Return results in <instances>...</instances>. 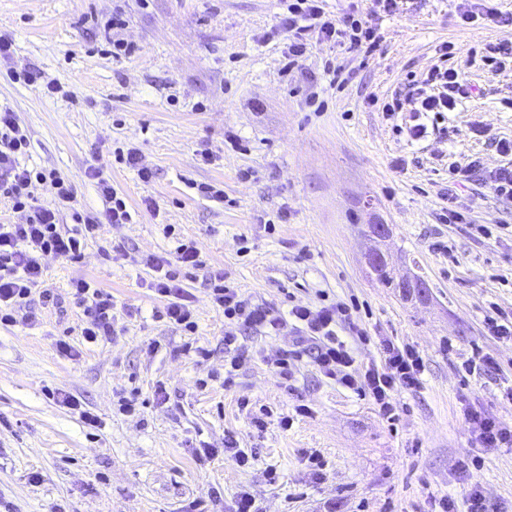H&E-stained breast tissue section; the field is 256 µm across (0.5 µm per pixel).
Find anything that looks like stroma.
<instances>
[{"mask_svg": "<svg viewBox=\"0 0 512 512\" xmlns=\"http://www.w3.org/2000/svg\"><path fill=\"white\" fill-rule=\"evenodd\" d=\"M458 0H405L380 19L381 41L368 60L345 57V88L324 93L313 111L310 87L284 75V41L272 36L278 0H0V105L17 112L31 138V165L73 183L82 209L103 202L91 168L123 195L128 224H108L80 262L46 257L57 306L39 325H0V503L9 512H230L249 492L255 512H437L439 500L478 486L489 512H512V453L482 454L460 472L472 446L465 405L512 424V342L489 336L492 307L512 313V201L480 180L449 187L448 165L471 156L502 165L498 138H512V69L471 64L502 39L492 26H460ZM126 23L113 29L112 16ZM132 43L111 54L112 38ZM474 88L422 141L397 135L367 106L405 88L407 75L437 62L442 43ZM37 67L62 93L11 80ZM485 136L472 132L473 125ZM133 147L153 177L117 164L115 148ZM224 191L216 200L199 185ZM469 224H444L449 202ZM380 220L381 242L396 274L429 284L424 300L399 297L371 275V248L360 229ZM503 225L474 236L471 224ZM197 242L205 263L183 284L195 296L197 331L160 321L163 303L146 283L141 256L172 257L178 237ZM447 242L451 253L436 251ZM124 252H114V245ZM211 267L267 305L312 303L318 292L357 301L368 336L363 357L389 339L414 346L423 383L396 396L397 425L367 401L326 383L302 362L291 384L256 358L225 385L224 315L207 294ZM77 277L111 292L124 335L78 345L56 341L77 323L69 297ZM209 350L208 358L182 350ZM491 370L473 369L476 352ZM164 384L168 398L157 402ZM60 391L98 414L100 428L53 399ZM136 404L119 409L120 399ZM310 407L306 416L297 405ZM271 415L254 426L259 408ZM292 415V427L279 425ZM235 436L253 451L239 466L229 456L198 460L200 446L221 449ZM316 453L319 466L307 456Z\"/></svg>", "mask_w": 512, "mask_h": 512, "instance_id": "35a3bbf8", "label": "stroma"}]
</instances>
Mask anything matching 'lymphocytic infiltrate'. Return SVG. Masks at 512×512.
I'll use <instances>...</instances> for the list:
<instances>
[{
  "mask_svg": "<svg viewBox=\"0 0 512 512\" xmlns=\"http://www.w3.org/2000/svg\"><path fill=\"white\" fill-rule=\"evenodd\" d=\"M284 7L274 28L288 43V64L297 66L317 44L344 53L368 56L375 51L379 36L374 18L396 13L398 0H373L370 13L352 11L337 17L328 13L324 0H280ZM449 47L441 45L439 57L419 77L409 76L406 90L393 94L382 105L387 116L410 113L413 120L407 133L412 139L426 136L423 119L454 110L470 98L472 88L463 79L460 67L448 61ZM31 147L30 138L11 108L0 106V199L7 200L24 217L20 224H0V324L24 320L32 325L37 315L32 302L42 307L56 306L59 296L46 283L43 259L52 255L69 262H79L88 241L97 239L106 224H127L131 214L123 198L98 170H90L97 191L104 202L99 213H75V229H65L62 212L76 199L71 181L53 169L28 167L23 159ZM506 162L485 169L480 158L466 164L451 163L448 172L455 181L481 178L496 195L512 199V139L496 144ZM50 186L52 203H41L36 190ZM143 264L153 273L151 290L162 300V318L169 324L195 332L194 296L183 286L178 273L202 267L200 249L195 241L180 242L173 258L145 256ZM208 295L224 315V368L237 371L247 359L238 343L244 330L262 336H286L290 342L280 348L268 365L285 381H292L299 363L310 359L316 371L328 382L371 400L387 420L396 418L395 396L398 391H413L422 384L423 362L417 350L385 339L380 343L379 361L362 362L354 342L340 336L351 317L348 304H292L281 310L260 303L252 295L228 281L223 269L209 271ZM70 295L81 311L79 334L88 343L111 339L119 329L113 313L110 292L95 287L86 279L71 281ZM464 421L475 447L512 449V426L487 418L482 409L463 411Z\"/></svg>",
  "mask_w": 512,
  "mask_h": 512,
  "instance_id": "lymphocytic-infiltrate-1",
  "label": "lymphocytic infiltrate"
}]
</instances>
